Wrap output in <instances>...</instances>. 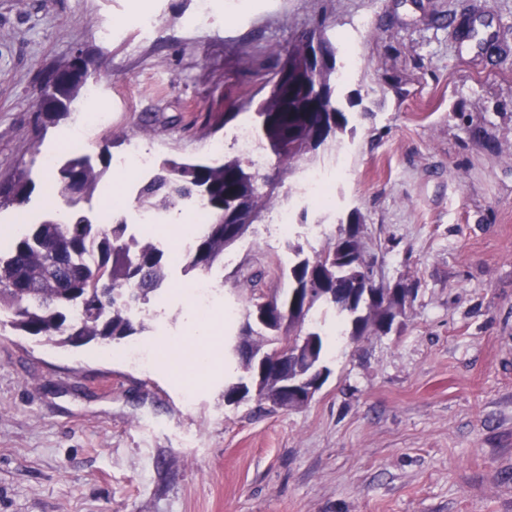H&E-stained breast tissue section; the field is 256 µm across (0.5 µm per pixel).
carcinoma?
Instances as JSON below:
<instances>
[{"mask_svg":"<svg viewBox=\"0 0 512 512\" xmlns=\"http://www.w3.org/2000/svg\"><path fill=\"white\" fill-rule=\"evenodd\" d=\"M320 60L307 80L288 78V91L275 73L269 91L258 104L255 140L261 151L276 159L278 171H291L303 159L314 161L321 150L334 146L350 123L349 101L338 94L337 48L319 25L296 37L283 60L301 63L313 45ZM89 55L66 61L45 79L36 103L37 122L45 128L63 119L96 71ZM103 166L88 156L62 164L51 189L72 200L91 197L109 167V151L100 155ZM279 181L259 174L240 155L211 162L167 161L145 182L135 197L140 208L169 210L197 199L208 223L185 257L186 269L203 272L224 257L229 239L224 229L247 233L256 218L271 212L279 201ZM35 183L31 169H21L0 186V209L28 202ZM361 218L351 216L347 228L311 255L291 246L295 261L289 269L288 292L282 295L288 313L264 315L252 307L238 328L232 353L243 373L257 376L252 350L283 342L305 343L324 363L326 334L317 322L305 326L310 312L322 305L337 312L358 340L385 333L405 306L411 289L403 284L385 288L364 280L363 269L374 264L360 248ZM168 259L155 244L127 234L124 220L103 224L79 214L30 224L0 246V327L23 336H40L54 346H77L93 340L120 341L137 333L131 309L151 302L167 278ZM279 379L264 375L258 399L276 394Z\"/></svg>","mask_w":512,"mask_h":512,"instance_id":"1","label":"carcinoma"}]
</instances>
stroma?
<instances>
[{
  "label": "stroma",
  "instance_id": "35a3bbf8",
  "mask_svg": "<svg viewBox=\"0 0 512 512\" xmlns=\"http://www.w3.org/2000/svg\"><path fill=\"white\" fill-rule=\"evenodd\" d=\"M157 13L141 39L134 4ZM0 0V182L36 188L0 210V233L57 214L53 170L74 152L155 164L236 154L276 71V49L326 24L364 62L340 89L355 131L317 165L334 181L290 238L254 225L208 275L207 305L168 281L120 345L57 348L0 329V512H512V0ZM468 22L481 44L461 42ZM122 27L108 39L102 25ZM93 55L108 123L71 112L40 129L44 74ZM234 120H225V113ZM145 176L109 167L90 206L136 232ZM359 214L384 285L413 290L386 335L343 338L313 400L235 405L230 355L254 280L288 288L289 242L306 253ZM145 347L118 358L114 348ZM208 354L212 369L198 368ZM167 357L156 370L150 356ZM35 183L31 178V169H21L14 178L0 186V209L10 206H23L28 202Z\"/></svg>",
  "mask_w": 512,
  "mask_h": 512
}]
</instances>
